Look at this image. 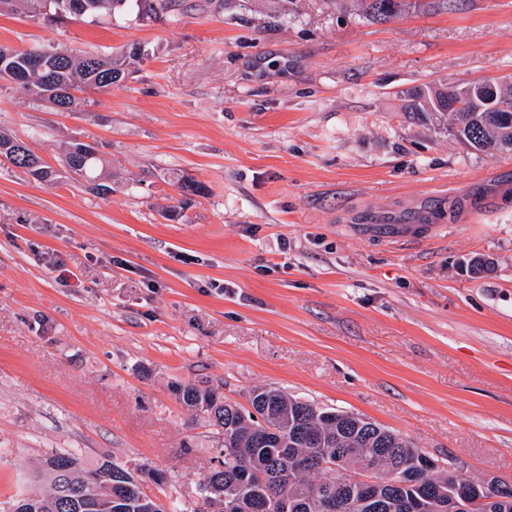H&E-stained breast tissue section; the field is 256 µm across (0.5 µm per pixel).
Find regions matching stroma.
I'll use <instances>...</instances> for the list:
<instances>
[{
  "label": "stroma",
  "mask_w": 512,
  "mask_h": 512,
  "mask_svg": "<svg viewBox=\"0 0 512 512\" xmlns=\"http://www.w3.org/2000/svg\"><path fill=\"white\" fill-rule=\"evenodd\" d=\"M178 13L0 14V45L142 51L74 112L0 80V132L56 168L93 145L112 173L101 197L0 162V512L65 449L163 470L148 494L195 512L218 452L188 383L273 386L512 481V152L403 112L416 87L512 76V0ZM438 191L444 231L391 236ZM396 1V2H394ZM361 7L373 21L387 22L396 18L401 11L412 4L410 0H364ZM365 2V4L363 3Z\"/></svg>",
  "instance_id": "35a3bbf8"
}]
</instances>
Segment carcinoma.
<instances>
[{
	"label": "carcinoma",
	"mask_w": 512,
	"mask_h": 512,
	"mask_svg": "<svg viewBox=\"0 0 512 512\" xmlns=\"http://www.w3.org/2000/svg\"><path fill=\"white\" fill-rule=\"evenodd\" d=\"M23 3L34 19L49 22L137 11L174 20L176 0H0V11H14ZM412 4V0H364L367 17L387 22ZM41 48L11 49L0 46V78L24 81V89L39 100L53 101L74 111L75 92L87 88L109 93L112 75L125 71L127 59L139 54L104 60L93 53L52 51L43 69L31 65ZM461 86H425L406 92L405 111L418 116H453L446 132L478 152L512 151V134L499 116H508L512 126V88L496 86L495 109L463 101V109L448 112V98ZM86 144L70 142L64 147L67 173L85 181L96 195H107L112 186L100 167L98 152H83ZM0 157L27 170L37 181L59 182L60 175L32 153L18 138L0 134ZM186 407L204 412L215 427L220 455L200 484L202 505L208 512L216 502L224 512H332L323 491L333 489L339 497L338 512H371L358 488L341 485L344 472L362 467L373 473L374 489L385 499L381 512H438L436 503L447 501L473 478L462 469L449 471L436 465L414 442L369 419L341 410H329L292 399L276 388L251 391L249 407L229 402L211 389L194 384L175 389ZM45 494L25 495L14 501L19 512H157L158 504L145 490L157 484L164 473L143 466L139 473L117 465L109 458L86 468L69 452L55 453L45 461Z\"/></svg>",
	"instance_id": "carcinoma-1"
}]
</instances>
